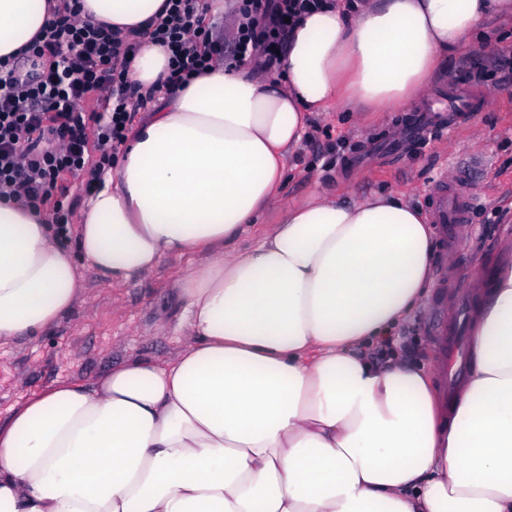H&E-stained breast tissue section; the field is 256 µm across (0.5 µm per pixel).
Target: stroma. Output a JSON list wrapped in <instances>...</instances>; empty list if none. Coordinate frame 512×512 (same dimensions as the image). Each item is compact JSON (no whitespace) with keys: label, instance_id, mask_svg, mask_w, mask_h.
Segmentation results:
<instances>
[{"label":"stroma","instance_id":"1","mask_svg":"<svg viewBox=\"0 0 512 512\" xmlns=\"http://www.w3.org/2000/svg\"><path fill=\"white\" fill-rule=\"evenodd\" d=\"M483 39L449 57L431 88L459 82L464 60L512 51L502 34L512 30V14L488 18ZM484 111L421 145L377 150L393 140L394 127L406 126L403 113L363 112L349 117L333 111L313 115L308 135L288 156L281 203L304 199L313 189L351 202L376 192L398 190L427 209V189L440 169L449 177L471 173L476 197L463 244L455 252L438 246L436 266L463 272L512 264V88L480 85ZM188 259L169 258L154 272L112 287L83 268L87 296L38 336L0 348V420L11 407L57 380L88 384L133 356L159 362L173 357L185 340L184 303L178 282ZM448 289L433 287L422 308L396 332L395 351L411 364L441 366L443 350L435 331L448 319Z\"/></svg>","mask_w":512,"mask_h":512}]
</instances>
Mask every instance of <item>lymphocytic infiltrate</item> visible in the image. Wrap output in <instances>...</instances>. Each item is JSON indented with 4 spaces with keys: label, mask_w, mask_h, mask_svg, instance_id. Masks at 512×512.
<instances>
[{
    "label": "lymphocytic infiltrate",
    "mask_w": 512,
    "mask_h": 512,
    "mask_svg": "<svg viewBox=\"0 0 512 512\" xmlns=\"http://www.w3.org/2000/svg\"><path fill=\"white\" fill-rule=\"evenodd\" d=\"M330 2L241 0L235 37L226 48L206 26L202 0H164L147 32L170 53L164 88L183 87L227 51L237 60L263 57L273 67L291 23ZM77 3L59 0L30 49L0 74V198L49 209L61 236L74 215L65 176H83L86 189H93L146 102L126 71L135 42L109 23L80 18ZM93 96L99 109H81ZM93 140L100 148L94 161L88 154Z\"/></svg>",
    "instance_id": "f902f5d3"
}]
</instances>
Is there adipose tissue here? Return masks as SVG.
Masks as SVG:
<instances>
[{
  "instance_id": "ef3b65f1",
  "label": "adipose tissue",
  "mask_w": 512,
  "mask_h": 512,
  "mask_svg": "<svg viewBox=\"0 0 512 512\" xmlns=\"http://www.w3.org/2000/svg\"><path fill=\"white\" fill-rule=\"evenodd\" d=\"M56 0H0V60ZM142 38L128 66L157 95L78 214V249L45 212L0 199V346L85 298L193 256L189 339L90 384L57 381L0 422V512H512V266L474 291L456 391L359 346L390 335L432 280L427 216L400 195L311 192L247 249L309 114L403 111L448 52L512 0H365L303 16L279 66L217 61L160 96L168 55L143 32L163 0H81Z\"/></svg>"
}]
</instances>
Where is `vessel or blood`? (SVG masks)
<instances>
[{
    "instance_id": "1",
    "label": "vessel or blood",
    "mask_w": 512,
    "mask_h": 512,
    "mask_svg": "<svg viewBox=\"0 0 512 512\" xmlns=\"http://www.w3.org/2000/svg\"><path fill=\"white\" fill-rule=\"evenodd\" d=\"M446 102L440 103L428 99L422 106L423 111L432 113L442 111L448 114H466L482 111L485 98L481 90L467 84H456L447 90ZM431 217L439 224L448 249H456L466 235V226L470 222L471 202L468 177L448 180L445 175H437L429 192ZM471 300L469 294L462 293L453 298V315L447 325L441 326L438 334L448 362V385L456 387L463 378L465 364L464 339L460 325L470 315Z\"/></svg>"
}]
</instances>
